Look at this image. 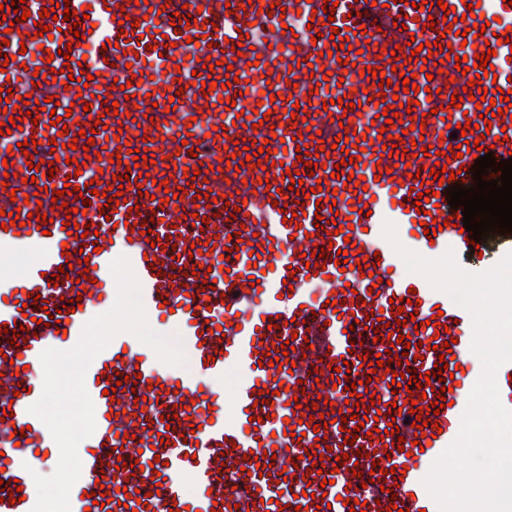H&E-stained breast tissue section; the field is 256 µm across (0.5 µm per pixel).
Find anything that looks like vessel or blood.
I'll return each instance as SVG.
<instances>
[{
	"instance_id": "obj_1",
	"label": "vessel or blood",
	"mask_w": 512,
	"mask_h": 512,
	"mask_svg": "<svg viewBox=\"0 0 512 512\" xmlns=\"http://www.w3.org/2000/svg\"><path fill=\"white\" fill-rule=\"evenodd\" d=\"M71 0L73 22L63 21L52 37H40L35 24L50 0H26L28 20L16 22L13 6L0 9L1 49L10 58L0 72V87L8 89L0 101V122H8L7 106L24 117L20 128L1 137L9 148L28 143V152L40 160L39 169L8 160L0 151V209L18 214L20 226L0 228V247L37 252L19 287L9 289L0 301V512H32L37 492L26 469L29 448L48 449V462L55 442L45 424L28 408L41 396L34 376L42 368L40 354L54 348L72 349L84 325L97 314L99 295L113 290L111 263L130 258L141 286L144 308H172L181 328V341L201 375L223 377L229 367L247 372L234 391L236 407L225 411L217 395L191 380L174 384L165 380L143 343L120 333L91 362L84 375L85 388L93 402L95 430L84 441L78 457L81 475L69 492L70 512H350L349 500L364 503L365 512H438L424 487L428 459L437 458L458 436L468 396L465 383L446 379L447 404L440 413L423 412L425 428L407 423L406 412H393V404L411 400L405 387L391 389L385 368L371 370L377 354L392 352L402 357L401 371L418 374L434 371L438 354L435 341L450 342L456 364H476L471 350L472 319L462 307L448 304L445 293L434 290L417 274L399 267V257L383 237L384 222L411 228L409 244L414 249L439 255L447 249L470 254L472 246L459 229L448 226L454 213L448 204L451 183H432L437 202L426 203L418 214L415 192L429 177L434 163L470 179L475 164L472 153H457L456 144L480 140L495 153L512 151V117L496 116L489 136L479 129L453 136L451 126L465 125L475 101L451 105L457 91L458 57L489 54L495 79L470 69L478 87L497 86L512 90V41L505 21L512 6L498 0L501 24L485 30L484 18L468 17L466 0H428L414 8L410 0H339L333 21L314 19L324 0ZM453 7L460 19L443 20V6ZM52 7V6H51ZM197 21L187 24L186 14ZM435 27L423 30L427 20ZM484 28L482 36L462 38L473 25ZM84 35L95 48L93 64L82 61L83 48L75 35ZM445 35L449 51H434L429 63L405 61L412 43L436 41ZM39 46L37 57L21 53L22 43ZM243 46L235 54V46ZM402 53H395V46ZM71 48L70 57L60 56ZM194 55L184 65V54ZM215 61V70L204 69V58ZM351 60L348 69L337 59ZM72 60L71 74H64L65 60ZM142 61L154 79L131 83L130 63ZM363 77H356V70ZM397 70L416 74L417 88L405 93L394 86L380 87L379 72ZM233 74L235 84L205 93L201 81L209 73ZM272 74L265 86L266 101L258 109L228 107L239 100L251 82ZM33 96L23 104V96ZM384 104H376V97ZM54 98V112L39 111L38 101ZM416 101L407 112L408 101ZM397 106L399 119L410 116L426 120L424 130L391 133L404 141L422 140L439 151V158L382 153L379 130L384 107ZM174 109L180 124L176 135L163 142L146 138L143 129L132 127L130 110ZM99 116L92 125L87 114ZM269 114L261 124V114ZM71 115L67 135H59L52 115ZM359 133L356 148L344 152L335 142L343 119ZM221 126L219 138L204 154L191 155L197 147L194 129ZM93 132L100 148L97 158H85L84 135ZM310 134L307 150L316 155L318 167L292 162L283 165V150H295L299 132ZM61 148H53L52 138ZM268 142L270 167H251L245 150L235 149L240 140ZM327 155H320V148ZM145 150L146 175L134 172V150ZM353 163H344V156ZM225 168H218V161ZM83 170H76V163ZM198 168L200 177L188 182L184 171ZM418 177H411V170ZM298 172L311 197L290 192L291 172ZM127 176L124 201L104 199L114 177ZM362 178L363 190L342 186V177ZM268 185H261V178ZM99 179L98 196L92 197L86 213L76 210L77 200L63 194L64 185L84 187ZM177 191L166 199L158 182ZM62 195L72 207V216L53 208L52 199ZM212 195L210 208L197 206L196 196ZM367 204L368 214L353 211L352 199ZM138 207L140 222H128L130 207ZM208 216L203 227L194 216ZM46 227H39L40 217ZM325 227H317V217ZM443 222L444 228L427 237L426 223ZM90 225L86 239L70 235L69 222ZM156 240L148 242L145 232ZM327 249L317 265L307 266L305 256L314 247ZM235 257H228V250ZM347 250L348 268L337 262ZM368 255L369 275L356 263ZM88 264H80V256ZM72 263L68 277L49 284V275ZM417 304H410V297ZM80 298L81 306L68 312L65 300ZM406 300L403 311L416 314L418 325L398 326L397 300ZM57 310L55 323H47L48 310ZM380 318H373V311ZM438 325H431V318ZM420 345V359L406 355L407 344ZM291 351H284V344ZM268 355H259L260 346ZM282 357L281 368L270 359ZM377 380H370V372ZM126 375L124 389H117L118 375ZM356 385L359 399L349 404L345 382ZM502 404L512 409V361L495 375ZM438 380H431L428 401H436ZM264 404H256V397ZM375 405L378 419L367 418L364 408ZM302 416H295V408ZM324 415L326 426L315 429L313 412ZM346 425H338V416ZM258 428H251V418ZM363 422L354 444L345 441L346 430ZM399 425V434L387 431L388 423ZM432 438L421 447L422 435ZM331 447L333 457L323 472L313 469L316 448ZM348 455L346 465L336 459ZM383 468L380 482H373V466ZM161 481H154L153 473ZM195 496H188L187 486ZM104 492L105 506L95 505L92 494Z\"/></svg>"
}]
</instances>
